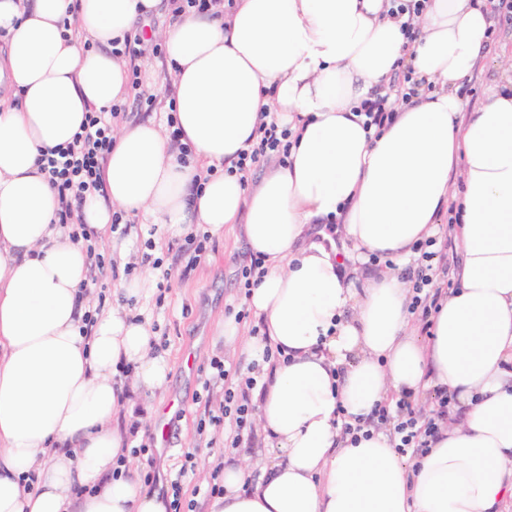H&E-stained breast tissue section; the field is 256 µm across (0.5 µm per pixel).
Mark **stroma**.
<instances>
[{
	"mask_svg": "<svg viewBox=\"0 0 512 512\" xmlns=\"http://www.w3.org/2000/svg\"><path fill=\"white\" fill-rule=\"evenodd\" d=\"M512 46V33L491 40L489 54L477 61L468 79L476 89L475 95L463 98L464 112L476 111L485 101L490 89L501 78L497 52L501 46ZM183 237L168 238V247L160 257L164 267L174 269L175 277L165 293L163 305H156L157 288L148 283L143 295L127 300L121 281L105 280L103 287H92L91 298H103L105 306L130 303L132 313L150 322L158 336V351L171 363L164 391L154 405L156 419L166 432L163 440L152 448L151 471L158 487H169L185 462L186 453H194L198 465L182 486L186 498L194 490L206 487L211 480L210 464L224 454L223 444L208 448L198 442L197 426L201 409L197 398L202 392V377L212 359H224L226 364L247 369L249 360L240 354L228 357L223 345L214 338L218 324L231 309L244 299L241 269L249 264L251 254L241 235L231 233L212 237L209 251L190 272L182 273L176 248Z\"/></svg>",
	"mask_w": 512,
	"mask_h": 512,
	"instance_id": "obj_1",
	"label": "stroma"
}]
</instances>
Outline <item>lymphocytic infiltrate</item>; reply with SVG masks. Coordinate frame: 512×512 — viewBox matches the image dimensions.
Segmentation results:
<instances>
[{
  "instance_id": "1",
  "label": "lymphocytic infiltrate",
  "mask_w": 512,
  "mask_h": 512,
  "mask_svg": "<svg viewBox=\"0 0 512 512\" xmlns=\"http://www.w3.org/2000/svg\"><path fill=\"white\" fill-rule=\"evenodd\" d=\"M419 84L410 72L401 70L394 74L389 92L373 99L365 100L359 108L365 127H383L392 123L396 113L390 102L391 95L409 98L418 94ZM131 105H115L110 111L90 110L85 116L80 132L72 142L56 146L43 153L39 159L51 187L58 198L56 221L66 229L72 241L86 245L90 278L99 281L106 275H118L120 270H132L138 263H149L150 254L130 257L125 265L106 260L105 245L97 232L90 230L81 220L80 211L87 194L102 192L104 168L112 151V132L127 117L128 107L155 108L158 97L144 87L138 68L130 70ZM255 144L244 151L236 167L241 176H248L256 164L272 154L287 156L290 148L288 130L279 127L276 121L260 120L256 129ZM257 385L256 378H240L236 368L225 366L224 362L214 361L206 374L202 388L206 394L203 402V415L220 435L225 447L251 448L255 437L250 416L254 410L252 391ZM222 392L221 402H213L214 392ZM447 400H440L434 417L425 416L407 399H400L395 405H376L366 419V426L391 427L395 438L396 452L407 459L415 460L424 455L430 440L439 429V421L447 413Z\"/></svg>"
}]
</instances>
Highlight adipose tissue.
Returning a JSON list of instances; mask_svg holds the SVG:
<instances>
[{
    "label": "adipose tissue",
    "mask_w": 512,
    "mask_h": 512,
    "mask_svg": "<svg viewBox=\"0 0 512 512\" xmlns=\"http://www.w3.org/2000/svg\"><path fill=\"white\" fill-rule=\"evenodd\" d=\"M79 8V32L62 20ZM160 0H0V512H166L115 426L171 370L149 323L115 309L82 333L86 248L56 223L42 150L72 141L88 109L128 95L112 42ZM488 0H431L406 39L386 0H235L188 10L160 40L175 88L181 160L150 119L115 127L103 193L82 206L103 231L146 215L152 239L243 228L265 259L245 298L261 333L256 427L278 450L255 482L245 456L209 512H506L512 506V86L460 121L458 90L487 38ZM410 69L428 90L364 129L355 107ZM294 134L285 165L253 186L236 173L261 111ZM463 189L455 191L452 173ZM203 185H196L197 176ZM462 260L431 334L410 328L401 269L449 207ZM342 215L344 248L308 241ZM281 351L270 363L266 351ZM133 369V395L120 370ZM448 392L460 420L414 466L389 429L358 442L343 422L381 402Z\"/></svg>",
    "instance_id": "adipose-tissue-1"
}]
</instances>
